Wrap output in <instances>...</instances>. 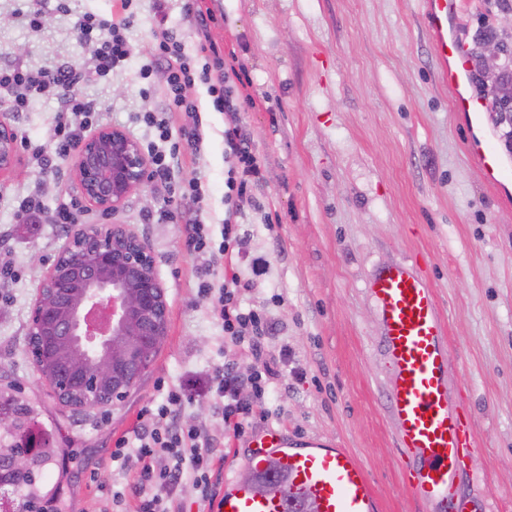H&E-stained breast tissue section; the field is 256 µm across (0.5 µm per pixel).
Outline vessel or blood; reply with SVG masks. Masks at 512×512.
Returning a JSON list of instances; mask_svg holds the SVG:
<instances>
[{
    "instance_id": "obj_1",
    "label": "vessel or blood",
    "mask_w": 512,
    "mask_h": 512,
    "mask_svg": "<svg viewBox=\"0 0 512 512\" xmlns=\"http://www.w3.org/2000/svg\"><path fill=\"white\" fill-rule=\"evenodd\" d=\"M459 0H423V18L441 61L442 78L455 112L479 126L485 110L469 86V64L455 31ZM474 164L489 179L512 170V159L493 152L481 140L470 143ZM378 308L381 343L395 371L389 410L397 441L407 460L405 485L431 505L432 512H456L454 477L475 450L470 425L448 406L446 324L432 288L406 265L378 268L368 283ZM257 474L276 470L284 494L268 497L252 485L228 477L218 512H286L288 500L309 503L316 512H377L365 472L345 448L288 445L270 433L245 459Z\"/></svg>"
}]
</instances>
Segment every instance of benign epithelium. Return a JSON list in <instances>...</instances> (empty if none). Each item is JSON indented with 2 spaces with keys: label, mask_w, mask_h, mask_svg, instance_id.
Here are the masks:
<instances>
[{
  "label": "benign epithelium",
  "mask_w": 512,
  "mask_h": 512,
  "mask_svg": "<svg viewBox=\"0 0 512 512\" xmlns=\"http://www.w3.org/2000/svg\"><path fill=\"white\" fill-rule=\"evenodd\" d=\"M18 161V134L0 119V174ZM72 175L80 202L114 214L151 179L140 143L117 127L86 136ZM148 246L122 224L76 228L46 271L31 309L32 357L58 402L101 410L122 400L165 342L168 302ZM30 455L0 447V487L30 470Z\"/></svg>",
  "instance_id": "obj_1"
}]
</instances>
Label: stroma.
Returning <instances> with one entry per match:
<instances>
[{"mask_svg": "<svg viewBox=\"0 0 512 512\" xmlns=\"http://www.w3.org/2000/svg\"><path fill=\"white\" fill-rule=\"evenodd\" d=\"M0 0V65L37 70L81 68L91 45L74 28L79 15L110 14L116 0ZM202 12L220 55L246 64L254 99L237 117L263 161L238 231L239 257L218 260L211 280L248 260L269 266L240 298L267 312L260 341L268 353L288 351L270 417L254 415L244 433L224 426L217 400L195 395L201 373L236 359L241 373L257 365L246 344L231 342L212 315L214 294L199 292L201 258L186 246L195 218L221 238L224 217L225 113L205 85L198 97L206 134L201 154L181 145L170 183L200 179L203 204L173 198L153 180L115 214L78 205L69 162L42 174L27 157L0 178V391L27 403L52 447L63 449L71 479L65 512H130L136 501L129 472L112 461L118 439L133 436L138 414L162 400L158 382L195 398L183 420L223 441L224 465L210 474V494L242 476L244 460L269 431L289 445L311 442L350 449L376 494L379 512H430L409 492L387 398L392 371L381 348L378 309L366 290L375 267L406 263L435 291L448 336V402L466 414L477 450L456 483L459 495L488 512H512V176L496 187L473 164L470 125L451 108L447 85L422 19V0H171L167 24L186 43L193 34L184 5ZM458 32L471 68L487 65L479 31L491 28L512 45V0H460ZM42 10L43 26L27 16ZM128 31L130 59L108 80L84 79L76 91L92 101L100 126L124 129L139 142L153 133L141 113L161 110L160 94L144 93L139 68L155 26L154 0H135ZM57 100H34L13 112L0 98V118L20 139L50 147ZM38 194L47 212L17 223L11 197ZM68 207L78 222L122 224L157 259L169 305L168 336L149 371L120 404L76 412L62 406L28 352L29 318L47 268L68 234L49 214ZM168 210L159 223L147 214Z\"/></svg>", "mask_w": 512, "mask_h": 512, "instance_id": "1", "label": "stroma"}]
</instances>
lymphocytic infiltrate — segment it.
<instances>
[{"mask_svg":"<svg viewBox=\"0 0 512 512\" xmlns=\"http://www.w3.org/2000/svg\"><path fill=\"white\" fill-rule=\"evenodd\" d=\"M133 0H120L118 12L109 16L86 13L79 17L76 31L79 39L92 44L94 54L86 73L99 78L107 77L115 68L125 64L129 56L127 32L134 24L136 15ZM189 22L196 37L193 49H186L184 41L176 31L157 25L152 31V52L139 69L141 79L150 81L162 76L164 85L161 94L166 101L161 112L142 113L140 120L155 132L154 142L148 143L154 173L162 179L169 178L173 153L163 150V143L172 137L170 115L174 112L192 118L193 127L187 143L192 150H201L205 133L199 113V102L189 94L196 82L207 85V92L214 108L231 113L232 118L224 128V158L228 162L224 193L223 240L213 245L207 224L197 221L192 224L186 239L189 250L204 260L215 256L231 255L238 242L237 226L250 193L261 175V160L254 152L247 130L235 119L239 102H250L244 94L243 65L238 59L223 64L221 85L208 81L209 66L205 59L212 45L203 14L191 15ZM82 73L69 66L53 69L33 70L17 63L0 66V93L7 95L12 111H28L32 101L38 97H53L60 107L55 116L52 147L33 149L29 160L39 169L47 170L64 161L77 147L82 136L92 130L98 121L97 111L90 101L74 93L72 87ZM251 278H241L239 273L225 277L219 287H212L208 280L209 270L201 268L199 284L202 292L217 290L218 297L214 315L225 335L238 337L244 331L262 334L267 326L256 309L245 306L239 297L241 290L252 287L255 277L265 270V262L255 259ZM255 358L260 359L261 368L254 374L242 376L234 363L227 362L213 370L205 387L220 402L224 423L234 433H242L253 415V405L242 398L244 390H252L261 400L272 397L270 380L281 375L280 359L264 357L260 343H253ZM186 395L183 390L169 389L164 401L146 406L142 413L143 426L138 433L136 445L117 446L112 459L121 469H134L136 483L141 490L136 512H170L169 502L184 483L190 482L202 493V502H209L207 493L208 475L214 466L223 464L224 455L213 444H200L198 428L181 427L179 415L184 408ZM166 456L167 464L158 469L154 461Z\"/></svg>","mask_w":512,"mask_h":512,"instance_id":"obj_1","label":"lymphocytic infiltrate"}]
</instances>
